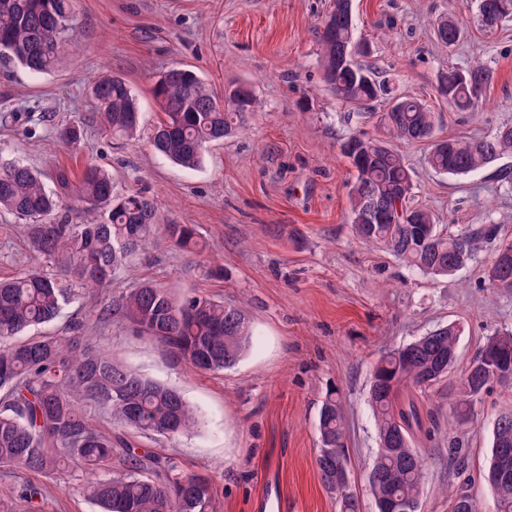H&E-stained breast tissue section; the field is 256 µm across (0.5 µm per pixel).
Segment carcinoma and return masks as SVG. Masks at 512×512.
<instances>
[{"instance_id": "obj_1", "label": "carcinoma", "mask_w": 512, "mask_h": 512, "mask_svg": "<svg viewBox=\"0 0 512 512\" xmlns=\"http://www.w3.org/2000/svg\"><path fill=\"white\" fill-rule=\"evenodd\" d=\"M72 0H0V60L34 74L52 72L59 61L71 23ZM319 28L318 64L323 81L342 104L377 117L387 136L426 142L428 167L436 174L466 176L512 155V126L477 138L434 137L436 116L421 100L397 96L390 83L362 63L369 50L356 40L352 15L342 0H332ZM512 19V0H477V22L490 32ZM464 35L458 21L437 23V40L455 47ZM493 79L487 62L475 59L451 66L437 76V94L448 107L477 112ZM153 92L163 118L150 144L173 163L195 170L209 146L244 124L253 107L251 89L241 86L219 102L212 86L193 71L173 67L156 81ZM94 107L104 131L114 138H133L139 130L138 98L124 78L104 74L92 84ZM382 110H377V107ZM342 153L355 175L350 183L349 219L366 244H382L409 266L432 276H448L465 264L477 244L497 237L494 221L457 235L440 229L434 213L414 203V172L390 141L358 130L343 143ZM64 192H74L94 217L83 224L55 222L59 193L46 188L39 171L24 163L0 159V210L24 226L29 250L39 264L0 281V465L37 474L57 472L73 462L88 478L82 491L101 512H211L216 487L205 474L186 473L168 460L154 458L164 478L152 473L143 456L125 449L124 470L112 473V434L98 429L93 415L139 434L174 438L202 425L196 407L173 387L127 367L99 342L85 335L88 319L73 322L67 336H31L32 328L53 322L75 292L102 296L112 277L147 245L196 246L189 224L162 222L154 201L140 191L119 193L112 174L87 167L71 182L56 173ZM388 220L368 223L370 206ZM489 281L512 288V241L496 251ZM112 319L127 321L189 367L220 372L233 367L253 342L250 320L235 305L206 296L177 298L164 285L144 282L112 297L104 307ZM460 327L439 326L424 336L384 352L373 366L368 392L378 450L368 475L374 512H414L424 479V458L414 447L411 429L421 425L419 409L396 406L400 390H428L451 372ZM512 364V331L486 339L457 384L452 407L458 423L474 416L483 393L493 384L494 360ZM316 465L327 489L336 494L341 512H359L357 498L333 476L349 468L343 405L332 393L322 403ZM512 442V410L502 412L492 433L484 476L491 481L497 443ZM509 485L494 488L493 512H512ZM451 512H486L465 485L449 496Z\"/></svg>"}]
</instances>
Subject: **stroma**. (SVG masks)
<instances>
[{
    "instance_id": "stroma-1",
    "label": "stroma",
    "mask_w": 512,
    "mask_h": 512,
    "mask_svg": "<svg viewBox=\"0 0 512 512\" xmlns=\"http://www.w3.org/2000/svg\"><path fill=\"white\" fill-rule=\"evenodd\" d=\"M71 42L55 72L32 74L0 62V157L38 169L48 188L54 175L79 176L86 166L111 171L118 190L140 189L163 221L192 225L197 246L141 251L114 291L142 281L168 285L179 296L203 295L242 304L256 340L232 368L191 370L129 324L99 318L104 304L83 295L35 335H62L89 317L88 336L139 373L177 389L204 419L195 433L172 440L112 426L117 444L211 476L212 512H259L266 478L279 488L277 512H339L317 465L318 419L329 391L344 404L349 488L370 512L367 474L377 450L366 402L373 365L386 348L437 326L461 328L454 369L432 389L403 390L423 425L413 441L426 474L418 512H450L447 489L468 481L487 512L494 492L484 479L492 430L512 409V385H493L471 424L451 413L462 371L488 336L512 329V290L486 278L496 244L448 277L412 269L385 247L357 239L348 222L354 172L341 151L350 131L377 135L373 123L327 91L317 64V28L330 0H74ZM357 33L371 60L398 93L423 100L441 119L435 135L479 137L512 125V21L482 32L460 0H352ZM456 12L468 35L455 51L437 44L433 27ZM481 58L494 70L480 112H454L436 92L439 70ZM184 67L217 91L247 85L253 112L242 129L213 143L201 169H184L157 154L146 136L161 118L153 94L157 73ZM104 73L122 76L139 98L140 139L102 134L92 115L91 86ZM75 124L83 140H58ZM415 172L416 198L458 234L494 219L512 239V192L495 168L463 178L425 164V143L397 142ZM223 267L210 275L211 260ZM36 262L14 216L0 212V278ZM460 438L464 464L448 456ZM42 488L39 512H100L69 474L46 478L0 467V512H16L26 484Z\"/></svg>"
}]
</instances>
